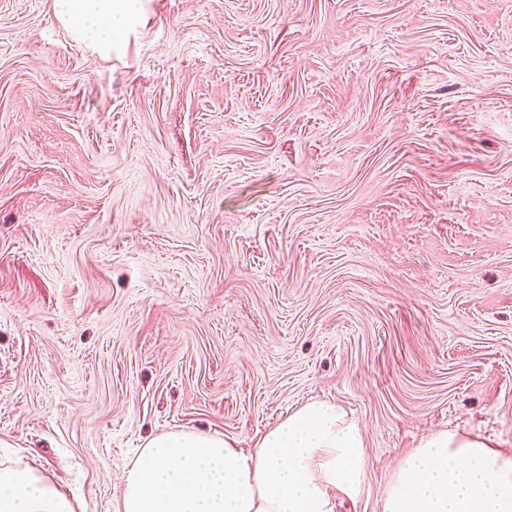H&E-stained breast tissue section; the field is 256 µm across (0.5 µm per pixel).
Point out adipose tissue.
<instances>
[{
  "label": "adipose tissue",
  "instance_id": "adipose-tissue-1",
  "mask_svg": "<svg viewBox=\"0 0 512 512\" xmlns=\"http://www.w3.org/2000/svg\"><path fill=\"white\" fill-rule=\"evenodd\" d=\"M60 23L110 55L143 0H53ZM367 468L358 424L336 403L313 400L252 447L221 435L149 438L124 479L116 512H334L337 494L357 497ZM381 512H512V449L442 430L395 468ZM0 512H75L37 466L0 463Z\"/></svg>",
  "mask_w": 512,
  "mask_h": 512
}]
</instances>
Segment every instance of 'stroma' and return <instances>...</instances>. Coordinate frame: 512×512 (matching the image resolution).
Returning <instances> with one entry per match:
<instances>
[{"label": "stroma", "instance_id": "1", "mask_svg": "<svg viewBox=\"0 0 512 512\" xmlns=\"http://www.w3.org/2000/svg\"><path fill=\"white\" fill-rule=\"evenodd\" d=\"M314 399L335 512L512 448V0H146L108 57L0 0V461L115 512L151 436Z\"/></svg>", "mask_w": 512, "mask_h": 512}]
</instances>
